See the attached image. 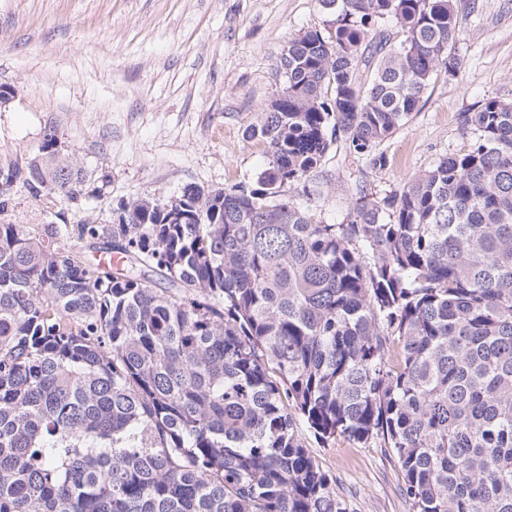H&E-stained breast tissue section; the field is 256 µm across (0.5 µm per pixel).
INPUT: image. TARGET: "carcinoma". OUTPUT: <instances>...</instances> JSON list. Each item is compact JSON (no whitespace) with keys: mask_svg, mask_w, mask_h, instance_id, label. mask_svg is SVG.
<instances>
[{"mask_svg":"<svg viewBox=\"0 0 512 512\" xmlns=\"http://www.w3.org/2000/svg\"><path fill=\"white\" fill-rule=\"evenodd\" d=\"M249 137V186L123 204L110 224H0V512H348L311 455L376 441L412 512H512V102L471 144L322 224L287 188L374 148L457 73V0H321ZM389 22L401 37H371ZM47 128L0 161L76 201ZM104 244L124 267L82 259Z\"/></svg>","mask_w":512,"mask_h":512,"instance_id":"cac0c4a2","label":"carcinoma"}]
</instances>
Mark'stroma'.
I'll return each mask as SVG.
<instances>
[{"instance_id": "35a3bbf8", "label": "stroma", "mask_w": 512, "mask_h": 512, "mask_svg": "<svg viewBox=\"0 0 512 512\" xmlns=\"http://www.w3.org/2000/svg\"><path fill=\"white\" fill-rule=\"evenodd\" d=\"M319 0H0V159L35 151L55 125L85 175L78 201L16 192L2 224L111 223L140 198L179 196L190 184H252L266 159L247 135L284 85L289 41L325 31ZM459 70L435 76L415 112L377 150L385 168L333 143L291 196L343 224L361 195L402 189L440 157L468 149L460 116L486 97L512 100V0H475L462 16ZM349 512H412L402 473L374 444L310 442Z\"/></svg>"}]
</instances>
